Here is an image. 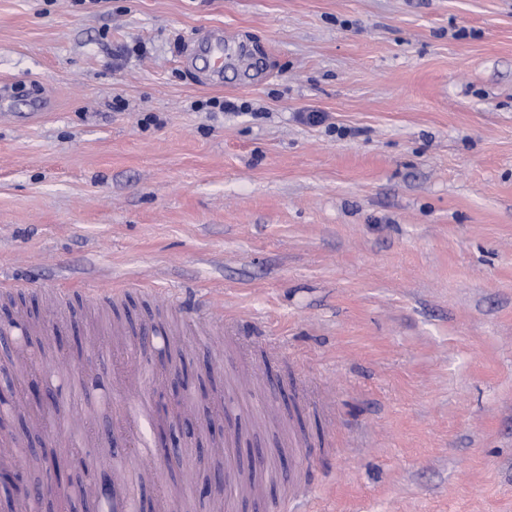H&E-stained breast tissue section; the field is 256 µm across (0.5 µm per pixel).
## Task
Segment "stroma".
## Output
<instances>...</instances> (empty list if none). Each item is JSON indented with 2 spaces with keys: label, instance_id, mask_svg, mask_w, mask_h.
Returning <instances> with one entry per match:
<instances>
[{
  "label": "stroma",
  "instance_id": "35a3bbf8",
  "mask_svg": "<svg viewBox=\"0 0 512 512\" xmlns=\"http://www.w3.org/2000/svg\"><path fill=\"white\" fill-rule=\"evenodd\" d=\"M218 31L250 60L206 83L181 51ZM1 82L0 279L18 304L0 323L64 301L55 370L15 378L58 404L31 402L8 446L128 476L141 512L163 490L218 512L182 483L213 474L205 437L176 428L178 463L137 467L113 427L131 401L111 360L144 362L113 322L160 314L186 345L203 311L224 359L187 358L195 416L229 368H256L228 403L238 461L257 445L283 472L311 465L309 512H512V0H0ZM211 98L247 109H199ZM144 377L155 447L169 375ZM269 406L299 412L309 451L261 426ZM111 503L0 485V512Z\"/></svg>",
  "mask_w": 512,
  "mask_h": 512
}]
</instances>
